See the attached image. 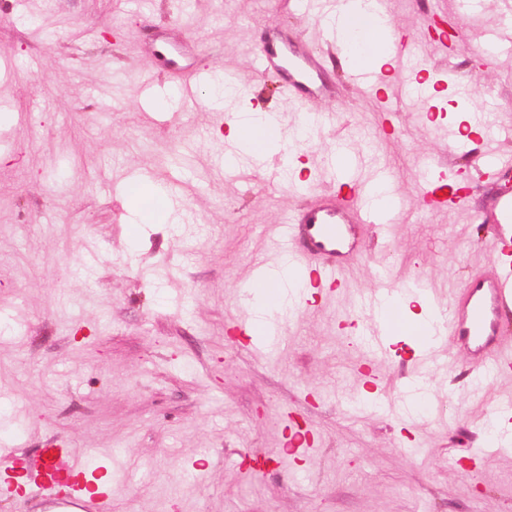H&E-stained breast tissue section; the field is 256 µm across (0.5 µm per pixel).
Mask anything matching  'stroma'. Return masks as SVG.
I'll list each match as a JSON object with an SVG mask.
<instances>
[{
  "instance_id": "1",
  "label": "stroma",
  "mask_w": 512,
  "mask_h": 512,
  "mask_svg": "<svg viewBox=\"0 0 512 512\" xmlns=\"http://www.w3.org/2000/svg\"><path fill=\"white\" fill-rule=\"evenodd\" d=\"M457 2L388 0V10L429 72L446 62L428 23L454 20L458 90L435 93L428 115L389 79L385 109L334 65L342 95L309 104L325 124L289 155L300 184L285 190L268 182L269 159L237 150L228 177L224 156L230 115L275 112L289 129L307 111L254 64L278 30L329 50L292 0H0V448L33 457L58 435L88 456L121 449L130 479L113 512H512V453L471 472L452 465L484 443L482 423L512 396V373L473 399L476 361L445 340L439 354L452 367L428 384L447 413L416 431L401 409L415 342L375 363L358 341L355 305L379 269L424 278L446 304L494 268L483 218L512 173L477 179L445 211L413 192L423 162L477 166L431 135L430 116L512 129V53L470 52L512 0H480L473 18ZM197 69L233 72L241 95L225 107L201 94L171 119L156 112V93L178 94ZM141 71L154 87L135 81ZM340 141L374 144L405 214L387 238L360 227L342 287L299 309L282 329L287 349L265 359L233 331L248 313L242 293L270 225L332 188ZM130 169L151 171L148 188L174 190L167 223H137L128 189L109 183ZM368 370L389 410L349 409ZM300 427L315 434L305 460L287 455ZM250 458L268 461L266 472L250 474Z\"/></svg>"
}]
</instances>
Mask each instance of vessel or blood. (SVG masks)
<instances>
[{
	"instance_id": "vessel-or-blood-1",
	"label": "vessel or blood",
	"mask_w": 512,
	"mask_h": 512,
	"mask_svg": "<svg viewBox=\"0 0 512 512\" xmlns=\"http://www.w3.org/2000/svg\"><path fill=\"white\" fill-rule=\"evenodd\" d=\"M410 45L406 36L391 38L385 45L388 55L405 75L411 72ZM256 64L260 74L275 75L283 92L290 95L316 99L336 94L335 85L323 78V54L311 50L301 39L272 33L258 50ZM348 76L366 93L380 95L378 75L369 65L349 62ZM439 132L449 151L478 153L485 177H498L512 170V158L499 151L496 138L465 140L460 129L452 126L440 127ZM331 169L338 191L299 208L287 223L276 225L269 234L268 249L258 259L250 281L251 287L263 289L268 302L279 299L271 273L280 262H288L303 287L331 293L340 287L345 264L356 250L359 225H372L385 233L400 216L402 194L390 182L386 167L368 166L361 153L348 151L336 155ZM470 184V179L458 170L449 171L447 182L441 184L433 183L425 173L416 193L426 204L443 208L464 202ZM493 237L492 273L467 283L447 318L435 321L432 330L420 332L424 349L409 367L410 380L421 379L431 367L447 366V359L439 357L435 349L437 340L445 336L454 338L495 372L512 367L511 356L491 353L502 318L512 314V193L504 192L497 197ZM406 288V282L385 272L367 300L363 330L371 338L376 358H387L389 333L405 325L400 298ZM252 347L269 357L285 349L279 323L267 324L264 336H254ZM9 461L6 477L0 482L1 497L25 495L32 512H112L110 488L94 482L98 469L67 442L53 438L36 460L13 455Z\"/></svg>"
}]
</instances>
